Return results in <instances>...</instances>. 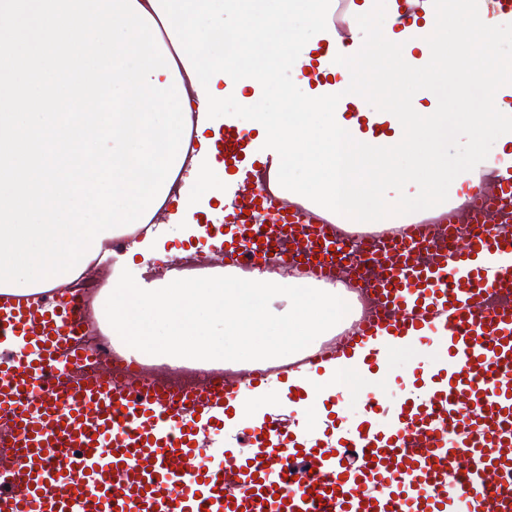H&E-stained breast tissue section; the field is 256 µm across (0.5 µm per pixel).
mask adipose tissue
Returning a JSON list of instances; mask_svg holds the SVG:
<instances>
[{"label": "adipose tissue", "instance_id": "obj_1", "mask_svg": "<svg viewBox=\"0 0 512 512\" xmlns=\"http://www.w3.org/2000/svg\"><path fill=\"white\" fill-rule=\"evenodd\" d=\"M169 33L173 55L196 119L198 147L187 154L178 178L143 233L132 235L115 262V282L107 316L113 335L146 361L174 367L223 366L225 360L280 358L295 355L303 344L332 335L348 310L338 287L311 284L297 287L293 278L257 270L195 278L155 277L152 262L174 239L206 240L219 245L200 215L224 200L228 176L217 159L213 136L224 125L252 133L255 150L272 157L275 177L285 193L311 199L331 209L358 231L370 223L402 226L408 211L431 205L437 178L445 171L428 147L424 133L436 129L451 135L448 115L431 107H413L412 84H436L448 77L447 58L466 48L470 66L463 78L462 98L482 100L487 74L501 83L512 81V55H499L474 26L466 0H439L438 14L422 26L384 37L365 38L362 54L328 66L326 83H312L313 53L320 41H335L326 16L314 0L290 10L286 0H234V28H227L224 0H138ZM260 40L264 59L237 68L235 56L224 53V38ZM289 74L306 92L304 111L293 98L277 112H250L252 99L265 96ZM235 100L238 111L224 109ZM394 102L377 113L391 132L380 138L347 120L354 106L365 111L372 101ZM401 178L418 186L413 196H390L384 185ZM288 308L272 313L274 299ZM371 375L359 358H338L322 376H288L309 403L338 390L359 392Z\"/></svg>", "mask_w": 512, "mask_h": 512}]
</instances>
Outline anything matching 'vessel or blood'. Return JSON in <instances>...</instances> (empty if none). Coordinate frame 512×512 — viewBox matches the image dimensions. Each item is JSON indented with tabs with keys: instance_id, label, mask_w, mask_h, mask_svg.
Returning a JSON list of instances; mask_svg holds the SVG:
<instances>
[{
	"instance_id": "obj_1",
	"label": "vessel or blood",
	"mask_w": 512,
	"mask_h": 512,
	"mask_svg": "<svg viewBox=\"0 0 512 512\" xmlns=\"http://www.w3.org/2000/svg\"><path fill=\"white\" fill-rule=\"evenodd\" d=\"M394 0L400 27L434 16L437 0ZM512 0H470L477 24L496 36L493 15ZM235 141L226 165L224 255L234 267L272 254L308 278L326 281L350 234L313 204L284 211L255 185L268 165L246 158L249 139L228 126L216 142ZM512 151L480 168L475 185L412 215L378 241L363 282L378 303L321 346L279 363L225 364L199 389L170 391L137 376L70 380L84 359L82 301L68 288L39 296L0 293V414L19 453L0 462V512H512ZM256 221L243 223L244 213ZM468 223L452 247L431 243L430 225ZM400 336L429 345L432 360L411 384L419 399L370 397L354 426L326 399L323 437L304 434L273 384L290 372L322 373L369 338ZM266 396L262 421L247 423V446L225 437L199 447V435H223L247 393Z\"/></svg>"
}]
</instances>
